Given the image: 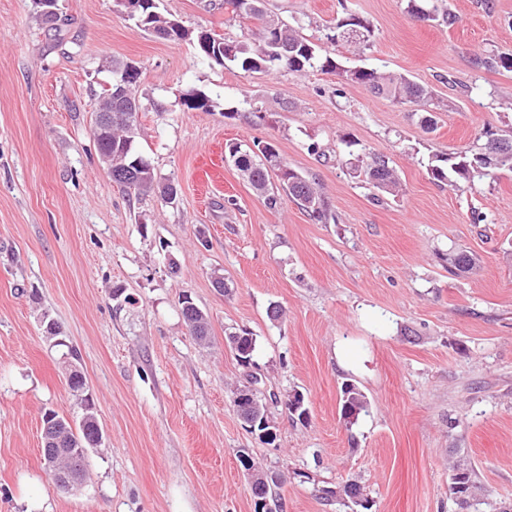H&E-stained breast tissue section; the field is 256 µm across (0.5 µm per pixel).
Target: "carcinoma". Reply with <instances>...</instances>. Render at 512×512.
<instances>
[{"label": "carcinoma", "mask_w": 512, "mask_h": 512, "mask_svg": "<svg viewBox=\"0 0 512 512\" xmlns=\"http://www.w3.org/2000/svg\"><path fill=\"white\" fill-rule=\"evenodd\" d=\"M244 0H224V10L242 17L258 21L259 27L251 36L240 41H227L213 35L209 42L202 43L198 34L179 27L172 29L174 20L162 16L157 11L156 0H143V4L135 11L133 18L145 29L158 37L169 41L189 40L201 58L219 66L228 63L237 66L245 73L267 72L269 70H287L301 73L308 68L318 67L323 71L338 75L345 73L336 59L319 55L315 45L298 30L268 15L263 9L249 11L242 3ZM407 9L411 17L417 21L433 22L440 13L439 0H408ZM234 45V53L224 52V44ZM475 64L486 69L501 67L512 71V55L499 54L478 57ZM138 72H133L124 83H112V94L102 98L101 112L97 113L95 125L102 124V110L112 108L111 133L107 136L105 147L112 148V181L132 190L137 195L155 192L164 197L178 194V189L171 183L160 182L150 163L137 154L134 149L132 132L137 130V104L135 87ZM352 81L364 85L375 95L393 100L408 101L416 105L432 101V91L421 84L414 83L402 75H386L375 69H359L355 71ZM228 159L245 177L251 188L264 197L269 208L276 207L278 194L270 187L269 172L278 170L275 163L282 161L279 151L270 142L255 141L253 146L231 143L227 146ZM474 154L465 152L463 155H438L432 160L430 173L434 180H448L452 174L458 180L473 182L489 177L487 173H479L473 167ZM360 175L365 182L372 185L379 193L393 194L398 187L390 159L384 155H372L370 160L360 166ZM280 188L301 207L310 212L311 216L323 222L328 219L327 205L318 193L315 183L302 176L296 170L287 168L279 178ZM182 315L193 336L201 342L208 340L210 323L207 315L196 305L186 302L182 306ZM228 343L237 344L236 356L240 363L248 366L256 348V339L249 332L230 333L225 336ZM69 389L73 396L87 403L86 419L74 427L63 416L50 410L43 417V447L51 449L52 458L56 459V471L59 473L77 471L86 472V462L91 443L98 442L96 414L85 395V379L82 373L74 368L71 370ZM341 408H350L357 413L367 411L368 403L364 394L352 383H344L341 387ZM241 466L252 472L255 480L250 484L254 498L255 512H266L271 506L274 512H283V504L272 494L276 482H266L268 471L256 467L246 452L239 455ZM346 496L356 500L363 509H370V501L364 495L363 486L351 480L344 487L335 491L330 488L321 489V498L330 500L333 497Z\"/></svg>", "instance_id": "carcinoma-1"}]
</instances>
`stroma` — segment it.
<instances>
[{"mask_svg":"<svg viewBox=\"0 0 512 512\" xmlns=\"http://www.w3.org/2000/svg\"><path fill=\"white\" fill-rule=\"evenodd\" d=\"M158 4L230 41L252 26L223 0ZM406 6L265 2L343 65L429 86L431 133L412 105L333 73L205 61L114 0H59L58 38L32 0H0V512H254L243 450L282 474L285 512H366L321 497L351 478L367 512H452L461 458L488 502L512 505V169L471 184L428 173L433 155L476 148L483 128L512 132V72L474 64L512 53V0H444L452 24ZM350 14L369 23L368 41L331 43ZM116 58L139 71L134 147L177 186L174 204L128 194L99 154L91 130ZM193 90L208 109H187ZM256 140L319 185L330 221L286 197L266 207L224 154ZM372 153L391 158L398 192L375 195L355 176L353 157ZM458 249L478 257L476 272L449 273ZM186 296L209 317V344L184 323ZM241 330L256 339L248 368L225 344ZM57 337L79 355L104 436L69 492L40 451L46 410L82 415ZM252 376L270 400L271 444L233 404ZM346 381L369 402L352 425ZM295 389L307 420L283 404Z\"/></svg>","mask_w":512,"mask_h":512,"instance_id":"1","label":"stroma"}]
</instances>
